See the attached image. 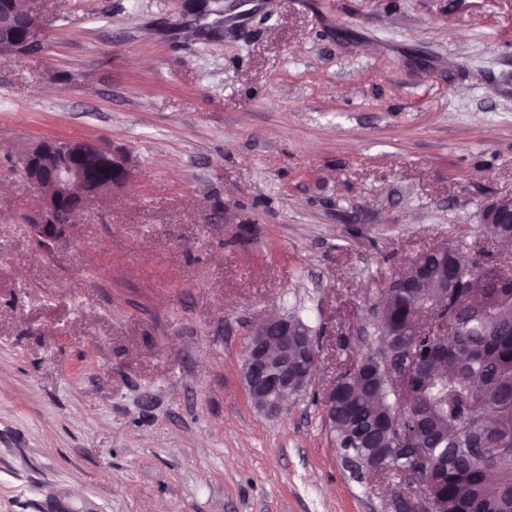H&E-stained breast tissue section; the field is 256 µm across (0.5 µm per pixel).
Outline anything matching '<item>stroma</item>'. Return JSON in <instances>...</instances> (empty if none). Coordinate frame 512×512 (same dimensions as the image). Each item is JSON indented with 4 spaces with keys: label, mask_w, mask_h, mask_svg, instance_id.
Wrapping results in <instances>:
<instances>
[{
    "label": "stroma",
    "mask_w": 512,
    "mask_h": 512,
    "mask_svg": "<svg viewBox=\"0 0 512 512\" xmlns=\"http://www.w3.org/2000/svg\"><path fill=\"white\" fill-rule=\"evenodd\" d=\"M44 0L0 55V512H391L323 393L369 352L393 273L438 244L512 273V0ZM44 138L130 156L53 253L22 174ZM320 344L276 416L244 350L268 316Z\"/></svg>",
    "instance_id": "stroma-1"
}]
</instances>
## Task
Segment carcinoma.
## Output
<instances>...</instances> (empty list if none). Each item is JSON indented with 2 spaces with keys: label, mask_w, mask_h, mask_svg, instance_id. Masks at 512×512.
Returning <instances> with one entry per match:
<instances>
[{
  "label": "carcinoma",
  "mask_w": 512,
  "mask_h": 512,
  "mask_svg": "<svg viewBox=\"0 0 512 512\" xmlns=\"http://www.w3.org/2000/svg\"><path fill=\"white\" fill-rule=\"evenodd\" d=\"M481 255L460 247L426 253L396 274L413 288L382 289L377 308L396 333L408 373L397 395L384 366L363 357L342 361L324 408L344 464L372 456L374 476H395L399 494L412 488L410 448L430 467V490L447 512H512V460L497 453L501 432L481 420L473 400L512 409V275L494 274L474 288ZM448 319V335L415 333L424 312Z\"/></svg>",
  "instance_id": "carcinoma-1"
}]
</instances>
